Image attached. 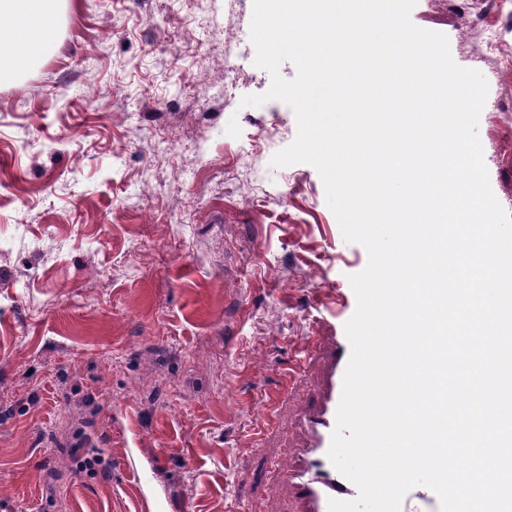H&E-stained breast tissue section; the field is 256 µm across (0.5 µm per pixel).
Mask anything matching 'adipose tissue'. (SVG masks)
Listing matches in <instances>:
<instances>
[{"label":"adipose tissue","instance_id":"1","mask_svg":"<svg viewBox=\"0 0 512 512\" xmlns=\"http://www.w3.org/2000/svg\"><path fill=\"white\" fill-rule=\"evenodd\" d=\"M59 0H0V18L12 24L0 27V44L15 48L13 55H0V75L20 65L34 63L53 45V28Z\"/></svg>","mask_w":512,"mask_h":512}]
</instances>
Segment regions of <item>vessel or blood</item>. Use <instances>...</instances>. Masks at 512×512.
<instances>
[{"label":"vessel or blood","instance_id":"b4317fda","mask_svg":"<svg viewBox=\"0 0 512 512\" xmlns=\"http://www.w3.org/2000/svg\"><path fill=\"white\" fill-rule=\"evenodd\" d=\"M350 353L349 341L331 338L329 370L321 396L316 404L305 406L300 415L308 444L294 459L277 465L300 500L302 512H329L330 500L350 501L358 495L357 486L328 457ZM400 512H441V503L434 491L417 486L403 498Z\"/></svg>","mask_w":512,"mask_h":512}]
</instances>
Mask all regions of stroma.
<instances>
[{
  "label": "stroma",
  "mask_w": 512,
  "mask_h": 512,
  "mask_svg": "<svg viewBox=\"0 0 512 512\" xmlns=\"http://www.w3.org/2000/svg\"><path fill=\"white\" fill-rule=\"evenodd\" d=\"M253 0H62L53 49L0 76V512H294L354 311L346 242L254 63ZM512 0H417L483 74L478 135L512 213ZM232 54L238 70L224 71ZM178 147L163 153L161 137Z\"/></svg>",
  "instance_id": "obj_1"
}]
</instances>
